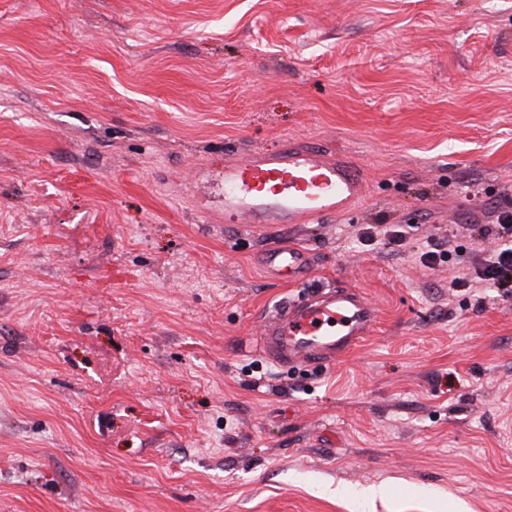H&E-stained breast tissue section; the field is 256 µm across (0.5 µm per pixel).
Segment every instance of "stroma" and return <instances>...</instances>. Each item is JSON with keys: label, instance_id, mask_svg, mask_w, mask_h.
Wrapping results in <instances>:
<instances>
[{"label": "stroma", "instance_id": "obj_1", "mask_svg": "<svg viewBox=\"0 0 512 512\" xmlns=\"http://www.w3.org/2000/svg\"><path fill=\"white\" fill-rule=\"evenodd\" d=\"M287 143L349 213L225 220ZM504 212L512 0H0V512H512V298L417 254ZM285 243L378 310L335 361L262 347ZM366 226L359 235V241L362 245L371 246L381 239L397 247H402L407 242L408 232L400 224H389L388 226L370 224Z\"/></svg>", "mask_w": 512, "mask_h": 512}]
</instances>
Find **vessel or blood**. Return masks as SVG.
I'll list each match as a JSON object with an SVG mask.
<instances>
[{
    "label": "vessel or blood",
    "instance_id": "b4317fda",
    "mask_svg": "<svg viewBox=\"0 0 512 512\" xmlns=\"http://www.w3.org/2000/svg\"><path fill=\"white\" fill-rule=\"evenodd\" d=\"M364 192L356 170L316 150L285 147L224 162V209L245 223L306 224L339 214ZM263 264L275 276L306 277L310 254L302 246L269 248ZM376 308L348 286L310 285L281 303L263 329V344L280 362L332 361L354 349L377 323Z\"/></svg>",
    "mask_w": 512,
    "mask_h": 512
}]
</instances>
